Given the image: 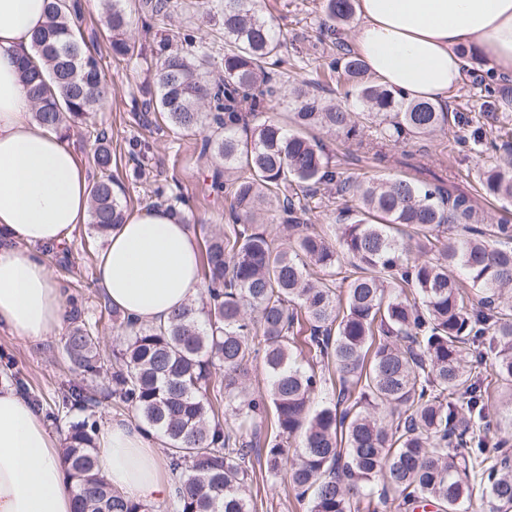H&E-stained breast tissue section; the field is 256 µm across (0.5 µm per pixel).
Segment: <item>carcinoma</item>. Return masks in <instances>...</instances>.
Wrapping results in <instances>:
<instances>
[{"label":"carcinoma","mask_w":512,"mask_h":512,"mask_svg":"<svg viewBox=\"0 0 512 512\" xmlns=\"http://www.w3.org/2000/svg\"><path fill=\"white\" fill-rule=\"evenodd\" d=\"M112 51L132 55L122 0H105ZM168 0H144V25L167 17ZM352 0H325L332 33L348 25ZM224 70L192 31L165 50L143 87L142 105L175 128L204 133L202 153L224 161L225 179L211 188L228 201L229 232L205 236L201 270L206 295L165 324H140L112 310L120 345L109 395L131 407L140 423L164 438L176 482L172 512H248L243 487L245 448L261 446L273 475L286 470L309 512H386L432 502L442 512L478 495L492 512H512V458L491 442L488 383L468 368L492 360V375L508 386L512 413V223L487 224L477 201L443 182L405 177L354 183L341 178L314 127L346 137L371 124L380 139L427 136L448 124L441 104L410 100L367 73L357 55L329 62L344 77L346 103H327L269 75L288 62L287 42L257 0H223ZM79 0H50L45 25L32 40L35 58L21 78L35 116L50 128L80 125L95 171L91 224L105 235L122 223L112 176V141L92 115L109 93L100 63L78 39ZM293 101L294 128L267 116V100ZM336 186L358 199L342 210L336 241L302 230L312 187ZM483 195L512 202V161L483 174ZM285 235L280 242L256 224L268 200ZM414 233V257L400 239ZM348 257L351 274L336 281L320 272ZM462 269L466 281L452 276ZM63 352L73 370H100L98 323L72 304ZM262 331L268 395L240 379L256 356L249 337ZM307 351L306 371L294 350ZM224 366V385L211 389ZM335 387L336 401L316 409L312 397ZM97 401L77 386L58 397L70 422L61 459L77 512H145L123 498L96 468ZM266 420L263 440L243 441L234 419ZM300 444L288 448L291 438ZM383 481L376 497L373 484Z\"/></svg>","instance_id":"obj_1"}]
</instances>
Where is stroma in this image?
Here are the masks:
<instances>
[{
	"label": "stroma",
	"instance_id": "obj_1",
	"mask_svg": "<svg viewBox=\"0 0 512 512\" xmlns=\"http://www.w3.org/2000/svg\"><path fill=\"white\" fill-rule=\"evenodd\" d=\"M81 3L84 48L99 58L110 87V95L97 120L112 137V174L123 189V205L130 210L145 207L151 202L152 189L166 184L174 193L189 197L193 223L208 232L225 230L227 203L209 188L220 165L202 156L201 134H188L168 125L159 130L146 126L141 111L132 106L133 99L141 95L163 43L177 38L185 23H193L199 41L215 62H222L224 43L217 38L216 21L210 15L217 7L216 0H171L169 19L150 28L144 27L140 19L141 0H125L130 16L127 37L142 48L141 55L133 57L113 55L102 7L92 5L91 0ZM259 7L281 29L289 52L300 53L304 60L302 67L290 71L291 82H306L311 93L342 100V84L324 75L325 62L331 54L328 44L319 39L320 24L325 17L324 0H259ZM484 71L482 61L471 59L462 84L444 103L453 113V121L434 135L400 140L389 145L387 151L395 157L413 155L425 168L446 177L449 184L477 196L479 210L486 220L494 223L503 217L512 219V205L483 196L481 180L491 160L479 147L468 144L467 139L477 128L489 138L497 136L501 129H512V78L498 79L501 97L497 107L488 110L482 104L476 84L477 75ZM313 135L333 163L338 164L344 178L369 182L399 179L407 173L406 168L395 163L376 165L358 150L357 140L322 128L314 129ZM139 137L148 139L153 146L148 157L141 160L134 159L128 151L129 141ZM352 203V198L338 197L335 187H318L308 214V228L333 235L340 209ZM105 245V237L90 224H80L74 229L71 242L47 252L45 260L63 295H81L86 318L102 321L101 347L109 352L116 344V337L107 319L108 302L95 284L97 256ZM63 342L64 336L59 333L32 344L0 327V369L12 366L27 383L30 398L40 400L43 405H52L63 388L81 384L88 392L101 395L98 409L101 421L134 418L132 409L116 408L114 401L106 398L109 372L88 379L73 371L64 357ZM248 460L245 497L250 512H308L307 501L295 498L285 475L268 473L264 458L256 454H249Z\"/></svg>",
	"mask_w": 512,
	"mask_h": 512
}]
</instances>
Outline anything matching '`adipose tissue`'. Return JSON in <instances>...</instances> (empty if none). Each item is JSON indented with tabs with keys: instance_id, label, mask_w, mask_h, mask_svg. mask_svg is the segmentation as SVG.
<instances>
[{
	"instance_id": "1",
	"label": "adipose tissue",
	"mask_w": 512,
	"mask_h": 512,
	"mask_svg": "<svg viewBox=\"0 0 512 512\" xmlns=\"http://www.w3.org/2000/svg\"><path fill=\"white\" fill-rule=\"evenodd\" d=\"M48 3L0 0V325L30 343L66 320L42 252L70 241L91 194L84 162L62 132L36 119L20 75ZM358 14L356 53L407 98L448 99L471 55L512 77V0H359ZM95 277L125 316L167 321L202 287L199 240L168 209H137L110 231ZM97 443L113 490L140 503L168 500L166 459L136 420L105 425ZM60 446L29 399L0 388V512H73Z\"/></svg>"
}]
</instances>
